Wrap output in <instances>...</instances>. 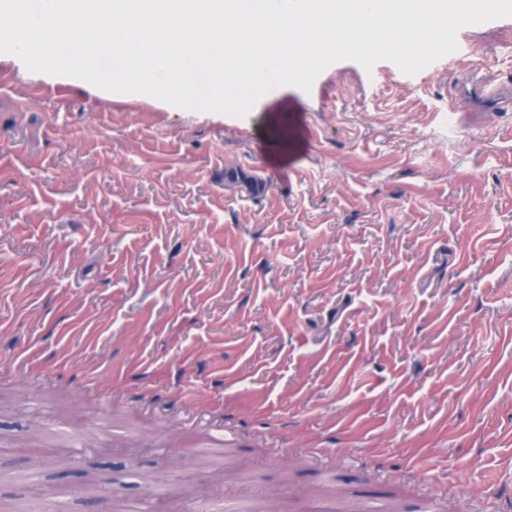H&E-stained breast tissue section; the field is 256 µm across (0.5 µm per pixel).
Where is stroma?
I'll return each instance as SVG.
<instances>
[{
	"mask_svg": "<svg viewBox=\"0 0 512 512\" xmlns=\"http://www.w3.org/2000/svg\"><path fill=\"white\" fill-rule=\"evenodd\" d=\"M456 40L244 117L0 54V465L71 455L29 489L58 512L89 471L185 512H512V96L461 94L512 77V16Z\"/></svg>",
	"mask_w": 512,
	"mask_h": 512,
	"instance_id": "35a3bbf8",
	"label": "stroma"
}]
</instances>
